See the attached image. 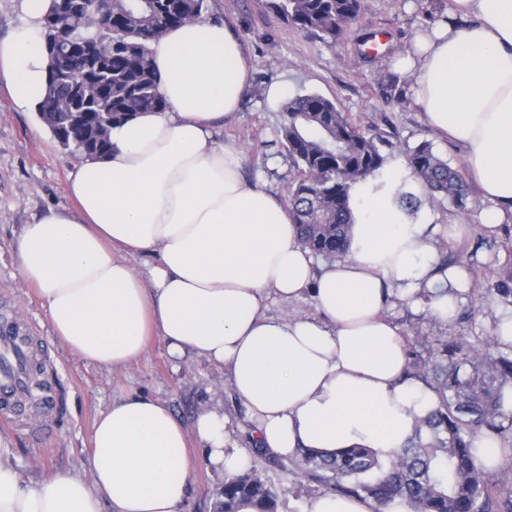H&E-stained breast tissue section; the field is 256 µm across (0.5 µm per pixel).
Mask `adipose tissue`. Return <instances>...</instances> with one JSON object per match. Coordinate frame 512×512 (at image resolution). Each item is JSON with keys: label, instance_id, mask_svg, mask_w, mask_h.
<instances>
[{"label": "adipose tissue", "instance_id": "obj_1", "mask_svg": "<svg viewBox=\"0 0 512 512\" xmlns=\"http://www.w3.org/2000/svg\"><path fill=\"white\" fill-rule=\"evenodd\" d=\"M52 0H20V22L0 40V84L38 113L50 57L43 20ZM166 101L113 127L103 158L76 163L72 208L24 225L17 270L43 300L52 335L87 364L123 370L152 341L171 357L204 358L246 406L254 439L288 458L353 446L389 459L404 448L437 394L407 374L391 307L448 324L470 290L468 271L441 268L439 236L468 225L411 219L381 179L352 184L344 258L319 263L285 201L246 179L244 151L218 140L250 83L251 64L222 21L194 20L153 41ZM395 66L411 73L427 125L463 147L468 177L491 207L487 234L512 218V0H448ZM153 257L138 272L120 250ZM310 299L312 316H275L269 296ZM224 480L251 464L229 421L202 410L185 427L142 395L97 415L90 480L68 472L27 482L0 460V512H186L195 469L190 437ZM303 512H409L402 500L318 494Z\"/></svg>", "mask_w": 512, "mask_h": 512}]
</instances>
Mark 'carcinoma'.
Instances as JSON below:
<instances>
[{
  "instance_id": "cac0c4a2",
  "label": "carcinoma",
  "mask_w": 512,
  "mask_h": 512,
  "mask_svg": "<svg viewBox=\"0 0 512 512\" xmlns=\"http://www.w3.org/2000/svg\"><path fill=\"white\" fill-rule=\"evenodd\" d=\"M53 0L44 22L47 44L73 45L51 65L42 119L57 143L77 158H100L111 148L112 126L137 112L165 107L149 61V45L170 28L200 18L207 0H96L71 8ZM293 27L336 43L357 20L363 0H274ZM89 99L83 120L68 124L67 105ZM281 134L295 168L288 205L302 243L330 259L347 254L353 224L350 185L382 176L385 156L376 139L356 127L336 102L298 95L284 107ZM408 170L433 196L463 210L462 173L427 145L409 151ZM444 363H416L432 375L441 403L421 420L405 448L382 460L370 448L334 455L307 449L288 459L307 480L340 496H364L385 506L395 498L410 512H512V483L494 481L474 463V435L512 429L505 411L512 390V347L484 354L462 339L443 344ZM217 512H278L280 494L253 465L215 492Z\"/></svg>"
}]
</instances>
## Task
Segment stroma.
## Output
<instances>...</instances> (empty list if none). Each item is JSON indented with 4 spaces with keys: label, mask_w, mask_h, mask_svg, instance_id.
Returning a JSON list of instances; mask_svg holds the SVG:
<instances>
[{
    "label": "stroma",
    "mask_w": 512,
    "mask_h": 512,
    "mask_svg": "<svg viewBox=\"0 0 512 512\" xmlns=\"http://www.w3.org/2000/svg\"><path fill=\"white\" fill-rule=\"evenodd\" d=\"M270 2L209 0L206 13L234 29L252 65V84L240 110L220 130L221 139L244 149L246 177L263 179L277 198L288 196L294 171L279 135L286 99L268 97L274 83L286 85V98L315 93L335 101L361 130L382 142L385 172L405 169L409 150L423 143L453 167L463 168V149L424 122L413 103L412 78L393 67L427 23L436 0H365L362 15L335 44L287 24ZM32 124L31 114L16 110L0 86V317L29 327L51 384L46 408L37 411L20 403L17 418L0 422V445L10 450L8 462L34 483L58 470L89 479L87 457L97 414L112 400L135 394L161 401L186 424L204 407L223 406L238 436L246 437L250 424L244 405L223 373L204 359L171 358L156 342L137 363L113 372L83 363L52 338L36 289L17 273L15 243L24 225L48 210L69 206L67 174L76 157L52 134L35 135ZM486 207L474 184L462 210L445 200L421 197L419 208L433 223L469 225L466 239H440L438 254L465 267L472 288L455 321L445 326L406 308L391 309L407 348L425 355L464 336L486 353L498 352L491 337L496 313L506 301L496 289L512 271V223L501 225L497 237L486 236L480 222ZM258 468L281 491L280 512H302L306 499L321 492L316 484L266 462ZM222 482L205 461H197L188 512H215V490Z\"/></svg>",
    "instance_id": "35a3bbf8"
}]
</instances>
